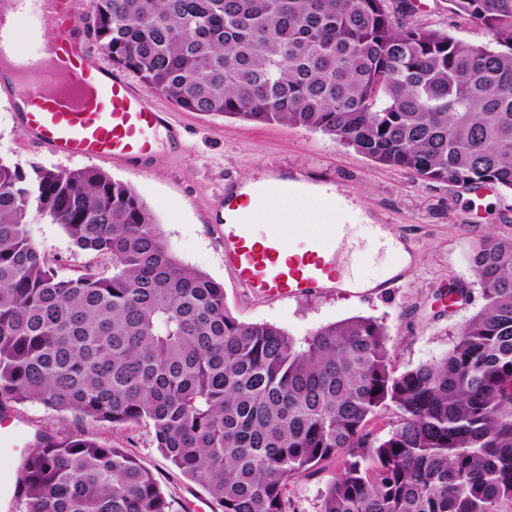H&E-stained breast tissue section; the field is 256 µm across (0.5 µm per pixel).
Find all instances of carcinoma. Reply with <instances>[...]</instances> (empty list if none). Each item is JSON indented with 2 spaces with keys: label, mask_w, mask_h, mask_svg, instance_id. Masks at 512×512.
Returning a JSON list of instances; mask_svg holds the SVG:
<instances>
[{
  "label": "carcinoma",
  "mask_w": 512,
  "mask_h": 512,
  "mask_svg": "<svg viewBox=\"0 0 512 512\" xmlns=\"http://www.w3.org/2000/svg\"><path fill=\"white\" fill-rule=\"evenodd\" d=\"M491 36L400 28L389 0H95L112 64L185 112L287 123L434 183L512 191V0H448ZM112 262L61 278L32 215ZM483 303L439 360L395 373L352 317L299 349L245 323L179 263L134 188L0 157V408L153 427L220 512H300L289 485L337 466L318 512H503L512 503V238L471 256ZM394 410L384 438L367 430ZM15 512H171L123 448L42 431Z\"/></svg>",
  "instance_id": "obj_1"
}]
</instances>
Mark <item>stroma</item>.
I'll list each match as a JSON object with an SVG mask.
<instances>
[{
  "label": "stroma",
  "mask_w": 512,
  "mask_h": 512,
  "mask_svg": "<svg viewBox=\"0 0 512 512\" xmlns=\"http://www.w3.org/2000/svg\"><path fill=\"white\" fill-rule=\"evenodd\" d=\"M412 3V11L396 12L401 25L444 30L466 43L489 40L485 30L454 14L448 0ZM150 99L184 128L185 148L178 152L166 141H159L150 169L143 174H132L127 165L115 162L58 156L25 142L13 109L2 95L0 157L25 170L34 163L67 171L92 167L131 184L152 211L172 255L223 284L226 308L239 321L274 325L301 346L329 324L355 316L371 317L387 328L390 363L398 373L447 354L460 326L478 309V284L470 254L487 236L512 238L511 191L428 182L304 127L183 112L156 93ZM273 168L336 179L344 190L341 223L385 225L411 252L405 260L396 253L373 254L365 245H358L361 279H384L389 268L399 263L403 266L401 287L371 297L347 288L277 302L244 301L242 288L224 266V246L210 234L208 220L227 180L248 182ZM30 233L59 277H74L88 268L104 275L112 272L108 260L78 249L60 225L36 218ZM453 282L464 283L471 295L451 305L440 293ZM12 412L15 423L32 435L42 429L60 436L82 431L127 449L155 475L169 497L171 512H184L185 499L208 498L200 484L164 459L152 441L150 424L115 432L30 402L14 406Z\"/></svg>",
  "instance_id": "35a3bbf8"
}]
</instances>
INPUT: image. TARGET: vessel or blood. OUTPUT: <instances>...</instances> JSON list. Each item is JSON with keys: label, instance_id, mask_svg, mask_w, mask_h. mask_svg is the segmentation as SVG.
I'll return each mask as SVG.
<instances>
[{"label": "vessel or blood", "instance_id": "vessel-or-blood-1", "mask_svg": "<svg viewBox=\"0 0 512 512\" xmlns=\"http://www.w3.org/2000/svg\"><path fill=\"white\" fill-rule=\"evenodd\" d=\"M51 16L58 22L48 32L44 22ZM88 19V0H0V63L17 64L16 74L0 71V90L13 102L25 140L60 156L120 161L141 172L158 136L175 141L179 131L121 70L101 65L85 37ZM323 190L318 180L279 170L226 183L212 229L224 244L225 266L252 298L277 301L342 288L332 258L352 227L336 223L335 198L324 200V223L306 225L291 238L283 232L307 195ZM250 197H277L282 204L273 215L261 204L247 212ZM262 218L266 232L259 237L254 224ZM18 442V430L0 431V445L12 454L0 469V512H13L17 500Z\"/></svg>", "mask_w": 512, "mask_h": 512}]
</instances>
